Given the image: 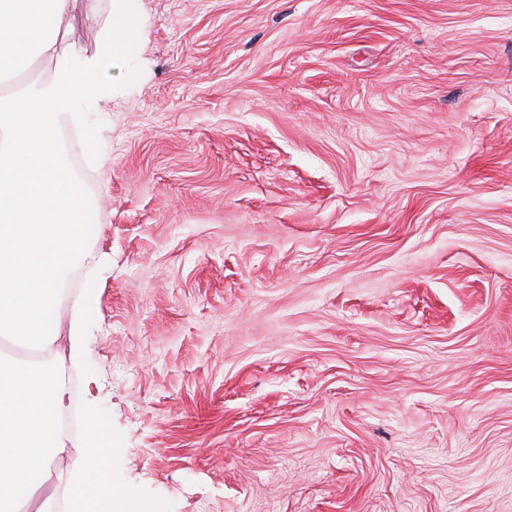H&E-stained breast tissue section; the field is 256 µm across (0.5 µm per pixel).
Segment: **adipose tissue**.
<instances>
[{
    "instance_id": "adipose-tissue-1",
    "label": "adipose tissue",
    "mask_w": 512,
    "mask_h": 512,
    "mask_svg": "<svg viewBox=\"0 0 512 512\" xmlns=\"http://www.w3.org/2000/svg\"><path fill=\"white\" fill-rule=\"evenodd\" d=\"M75 0H0V76L52 63L49 77L19 95L0 97V337L55 338L58 280L87 234L84 191L52 139L85 115L78 104L112 100L107 75L125 57L136 31L128 0H109L99 45L84 52L70 41ZM66 390L56 369L19 368L0 360V512H45L35 492L65 448L56 432ZM110 455L88 446L73 490L83 512L102 501L138 512L105 479Z\"/></svg>"
}]
</instances>
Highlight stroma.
I'll list each match as a JSON object with an SVG mask.
<instances>
[{
	"label": "stroma",
	"mask_w": 512,
	"mask_h": 512,
	"mask_svg": "<svg viewBox=\"0 0 512 512\" xmlns=\"http://www.w3.org/2000/svg\"><path fill=\"white\" fill-rule=\"evenodd\" d=\"M132 4L99 138L54 134L96 224L45 351L107 481L141 512H512V0ZM107 9L76 0L86 53Z\"/></svg>",
	"instance_id": "35a3bbf8"
}]
</instances>
